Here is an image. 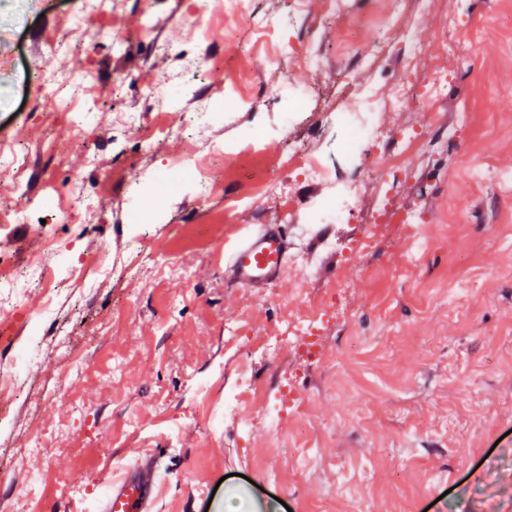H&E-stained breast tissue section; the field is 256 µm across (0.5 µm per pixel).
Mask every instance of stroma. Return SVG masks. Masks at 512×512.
<instances>
[{
  "label": "stroma",
  "mask_w": 512,
  "mask_h": 512,
  "mask_svg": "<svg viewBox=\"0 0 512 512\" xmlns=\"http://www.w3.org/2000/svg\"><path fill=\"white\" fill-rule=\"evenodd\" d=\"M83 0H13L0 12V160L26 184L0 183V203L24 216L0 229V255L24 271L34 259L55 267L78 250L101 248L111 273L73 279L50 292L32 279L11 304L12 329L43 340L12 425L0 430V512H97L113 475L144 456L167 474L154 512H512V493L486 494L489 464L512 449V0H417L400 7L426 46L413 59L432 86L430 105H393L403 45L381 40L372 65L351 44V21L385 23L392 0H342L324 20L325 0H246L237 18L197 19L189 0H106L95 23L75 29ZM296 10L290 33L275 28ZM151 27H144V14ZM309 47L315 66L283 58V38ZM259 58L238 78L242 50ZM204 78L191 82V68ZM369 87L368 104L339 94L337 71ZM90 76L106 95L86 137L47 85ZM190 81L182 105L214 101L217 118L188 138L179 116L159 150L141 137L157 118L150 91ZM320 96L305 120L284 121L267 100L256 112H228L217 98L250 99L267 87ZM470 119L452 140L437 130L462 106ZM370 107L385 130L379 149L399 153L405 130L430 146L399 172L393 208L413 231H370L384 165L365 178L347 220L331 227L287 212L269 184L271 158L254 155L217 175L209 198L185 192L145 196L143 234L132 241L128 198L141 177L196 151L202 158L240 143L256 125L272 127L281 149L301 144L346 175L350 161L336 112ZM58 194L66 223L38 205ZM101 209L79 211L81 201ZM244 224L282 225L289 258L261 292L232 284L224 250ZM342 251L331 253L325 235ZM361 245L353 253V245ZM348 285L337 294L338 282ZM318 319L322 345L306 354L280 347L253 357L248 339L278 335L285 320ZM238 322L244 340L228 338ZM277 403V432L245 433L224 413V393L241 380Z\"/></svg>",
  "instance_id": "obj_1"
}]
</instances>
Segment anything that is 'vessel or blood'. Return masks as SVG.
Returning <instances> with one entry per match:
<instances>
[{"mask_svg":"<svg viewBox=\"0 0 512 512\" xmlns=\"http://www.w3.org/2000/svg\"><path fill=\"white\" fill-rule=\"evenodd\" d=\"M288 252V243L277 224L247 226L238 244L224 256V268L234 282L259 290L277 281ZM165 474L151 457L122 470L99 501L98 512H150Z\"/></svg>","mask_w":512,"mask_h":512,"instance_id":"vessel-or-blood-1","label":"vessel or blood"}]
</instances>
